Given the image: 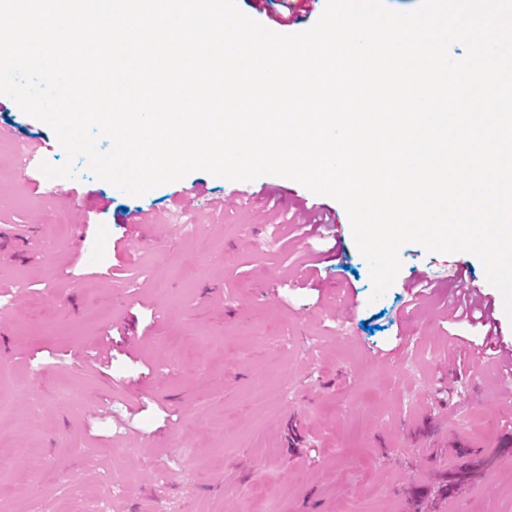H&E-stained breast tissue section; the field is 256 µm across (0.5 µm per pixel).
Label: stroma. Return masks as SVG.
<instances>
[{
    "mask_svg": "<svg viewBox=\"0 0 512 512\" xmlns=\"http://www.w3.org/2000/svg\"><path fill=\"white\" fill-rule=\"evenodd\" d=\"M1 125L17 135L0 138V226L26 234L0 240V512H33L70 478L96 492L106 475L109 512H334L340 496L357 512H512V378L470 371L484 329L446 313L477 285L512 345L477 256L405 244L376 299L331 197L264 175L244 199L204 171L135 197L82 157L51 179L18 150L37 138L42 160L63 164L53 130L4 95ZM309 208L337 230L311 233ZM133 213L154 222L134 231ZM419 272L442 288L412 307ZM103 343L109 362L87 370ZM281 384L291 398L253 403ZM475 456L488 465L439 494Z\"/></svg>",
    "mask_w": 512,
    "mask_h": 512,
    "instance_id": "1",
    "label": "stroma"
}]
</instances>
